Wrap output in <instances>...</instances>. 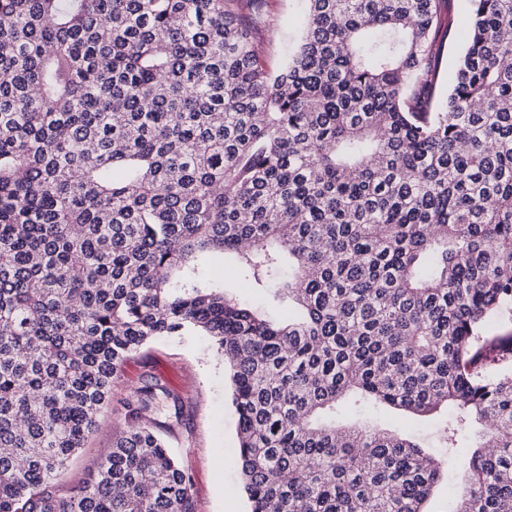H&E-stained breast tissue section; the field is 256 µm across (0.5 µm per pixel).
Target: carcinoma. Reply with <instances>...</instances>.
Instances as JSON below:
<instances>
[{"mask_svg": "<svg viewBox=\"0 0 512 512\" xmlns=\"http://www.w3.org/2000/svg\"><path fill=\"white\" fill-rule=\"evenodd\" d=\"M241 0H0V512H192L152 377L78 492L117 366L197 331L230 367L250 512H512V0H302L265 63ZM235 255L288 317L201 264ZM444 409L448 459L343 420ZM453 12L455 15V25L449 41H446L440 72L442 85L445 89H447L448 84L452 83L454 80L457 57L461 54L467 42L469 27L467 1L454 0ZM448 480L441 481L434 489L427 504L430 512H448L449 505L465 491V483L458 474L453 473L454 462L450 464Z\"/></svg>", "mask_w": 512, "mask_h": 512, "instance_id": "cac0c4a2", "label": "carcinoma"}]
</instances>
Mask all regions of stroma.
Returning a JSON list of instances; mask_svg holds the SVG:
<instances>
[{"instance_id":"35a3bbf8","label":"stroma","mask_w":512,"mask_h":512,"mask_svg":"<svg viewBox=\"0 0 512 512\" xmlns=\"http://www.w3.org/2000/svg\"><path fill=\"white\" fill-rule=\"evenodd\" d=\"M453 12L455 25L444 48L440 72L446 85L454 80L456 60L467 42V0H453ZM304 24L301 0H266L255 30L271 67L277 69L285 63ZM212 263L234 297L261 307L275 306L281 315L287 313V303L271 304L266 292L250 287L223 256L213 257ZM150 375L182 401L179 423L167 443L190 477L193 512H249L236 462L237 416L229 369L209 338L198 334L157 340L118 366L108 411L64 474V490L77 491L128 430L131 417L125 402Z\"/></svg>"}]
</instances>
